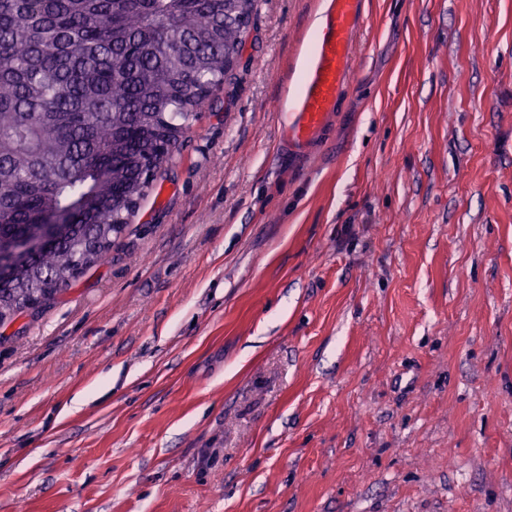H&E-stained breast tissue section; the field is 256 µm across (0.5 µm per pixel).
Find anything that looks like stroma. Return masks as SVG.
I'll list each match as a JSON object with an SVG mask.
<instances>
[{"label": "stroma", "mask_w": 512, "mask_h": 512, "mask_svg": "<svg viewBox=\"0 0 512 512\" xmlns=\"http://www.w3.org/2000/svg\"><path fill=\"white\" fill-rule=\"evenodd\" d=\"M317 2L256 0L107 260L0 330V512H512V0H366L292 174Z\"/></svg>", "instance_id": "1"}]
</instances>
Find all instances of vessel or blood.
I'll list each match as a JSON object with an SVG mask.
<instances>
[{"label": "vessel or blood", "instance_id": "1", "mask_svg": "<svg viewBox=\"0 0 512 512\" xmlns=\"http://www.w3.org/2000/svg\"><path fill=\"white\" fill-rule=\"evenodd\" d=\"M364 23V0H322L294 86L276 105L278 149L298 165L316 157L342 89L352 76L353 49Z\"/></svg>", "mask_w": 512, "mask_h": 512}]
</instances>
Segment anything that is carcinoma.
<instances>
[{
    "label": "carcinoma",
    "mask_w": 512,
    "mask_h": 512,
    "mask_svg": "<svg viewBox=\"0 0 512 512\" xmlns=\"http://www.w3.org/2000/svg\"><path fill=\"white\" fill-rule=\"evenodd\" d=\"M255 0H0V247L31 219L75 211L0 287V325L42 307L102 262L233 68Z\"/></svg>",
    "instance_id": "carcinoma-1"
}]
</instances>
